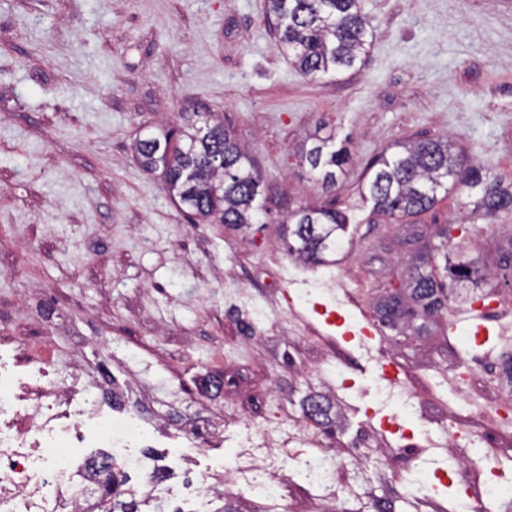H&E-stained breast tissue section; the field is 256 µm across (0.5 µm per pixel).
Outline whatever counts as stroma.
Returning a JSON list of instances; mask_svg holds the SVG:
<instances>
[{"label":"stroma","instance_id":"1","mask_svg":"<svg viewBox=\"0 0 512 512\" xmlns=\"http://www.w3.org/2000/svg\"><path fill=\"white\" fill-rule=\"evenodd\" d=\"M359 3L373 33L364 64L312 80L277 49L265 0H0V361L26 344L59 378L77 358L148 390L146 409L121 410L144 433L131 484L167 467L157 495L173 512H214L219 488L234 512H271L278 499L317 512L305 465L322 448L335 452L336 481L372 489L390 512H409L417 482L433 500L422 512L488 486L512 501V339L487 356L450 327L484 302L496 328L498 300H512V214H464L452 195L392 219L366 177L373 157L446 137L512 179V0ZM199 112L217 113L252 157L263 223L199 221L140 168L139 138L181 132ZM317 129L350 155L328 194L299 157ZM327 203L347 216L352 248L330 265L297 263L286 214ZM461 256L478 285L445 271ZM418 265L442 304L390 328L385 302L395 288L414 306ZM321 306L373 324L417 414L381 401V360L342 328L319 329ZM313 393L332 406L328 425L302 410ZM383 413L400 431L381 428ZM303 425L317 444L264 447L265 434ZM448 437L482 449L477 467L439 448ZM250 459L279 472L274 492L240 474Z\"/></svg>","mask_w":512,"mask_h":512}]
</instances>
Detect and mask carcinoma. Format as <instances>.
<instances>
[{
    "mask_svg": "<svg viewBox=\"0 0 512 512\" xmlns=\"http://www.w3.org/2000/svg\"><path fill=\"white\" fill-rule=\"evenodd\" d=\"M266 11L280 25L278 48L292 58L306 78L352 70L370 53L373 41L359 0H267ZM203 113L202 125H191L184 133L186 143H172V136H148L136 144L143 168L161 171L166 190L181 207L206 221L213 217L223 224L245 227L256 224L264 206L261 175L251 158L224 129ZM301 160L312 180L324 193L331 192L343 173L345 155L330 146V138L314 136ZM367 189L374 207L391 217H414L438 202V192L465 193L467 202L492 221L512 213V182L466 161L443 139L410 144L405 152L387 158L380 155L367 166ZM293 227L288 243L290 256L304 264H323L326 255L341 246L346 216L328 205L300 207L290 212ZM459 282L477 283L478 270L470 260H458L450 269ZM93 468H107L112 479L100 489L99 497L112 501L111 512H144L148 497L126 486V476L108 454L88 459Z\"/></svg>",
    "mask_w": 512,
    "mask_h": 512,
    "instance_id": "cac0c4a2",
    "label": "carcinoma"
}]
</instances>
